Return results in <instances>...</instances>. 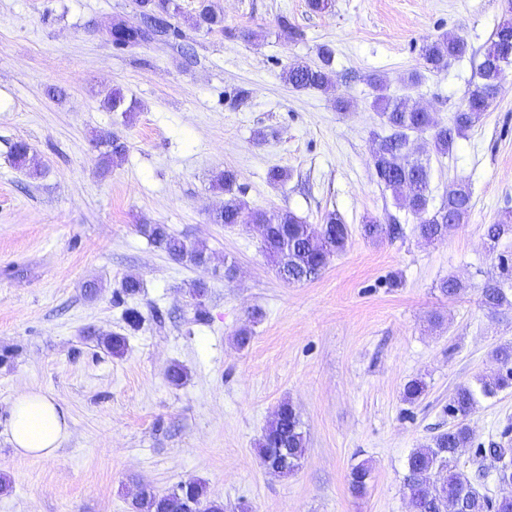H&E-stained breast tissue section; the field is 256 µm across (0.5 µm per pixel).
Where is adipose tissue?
<instances>
[{
	"mask_svg": "<svg viewBox=\"0 0 512 512\" xmlns=\"http://www.w3.org/2000/svg\"><path fill=\"white\" fill-rule=\"evenodd\" d=\"M69 434L65 412L45 393L26 390L9 406V440L17 455L55 456Z\"/></svg>",
	"mask_w": 512,
	"mask_h": 512,
	"instance_id": "obj_1",
	"label": "adipose tissue"
}]
</instances>
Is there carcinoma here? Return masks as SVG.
I'll return each instance as SVG.
<instances>
[{"instance_id": "1", "label": "carcinoma", "mask_w": 512, "mask_h": 512, "mask_svg": "<svg viewBox=\"0 0 512 512\" xmlns=\"http://www.w3.org/2000/svg\"><path fill=\"white\" fill-rule=\"evenodd\" d=\"M137 5L143 15L166 14L172 18L179 12L176 0H137ZM192 25L209 32L222 30L224 17L210 0H201L192 17ZM154 36L153 30L141 24L115 23L110 31V40L118 48L138 46ZM507 49L512 50V16L496 27L476 67L472 88L448 124L438 122L434 113L420 109L407 96L388 95L386 81L382 77L374 75L370 78V84L377 91L372 107L382 125L391 130L389 135L379 138L373 164L378 178L400 206L414 213H423L428 206V171L420 161L403 150L409 135L431 130L436 150L441 154L451 153L457 140L464 137L489 111L498 87L506 77L499 59ZM468 51V43L459 35L446 33L437 36L422 47L423 67L430 72L441 71L448 67L451 60L465 56ZM332 54L329 46L321 47V65L296 62L285 71V81L297 89L327 88V67ZM94 143L96 147L104 148L103 158L108 165L125 154V145L110 131L97 134ZM236 181V174L231 170L221 171L214 176L213 186L229 195L222 209L214 216V221L253 227L260 237L262 251L284 281L295 284L316 278L331 256L346 249L349 229L339 213L328 212L321 223L309 224L291 211L268 213L251 209L234 193ZM472 207V193L468 186L462 183L453 185L448 189L441 207L418 225L421 237L431 242L448 236V231L468 221ZM140 232L152 245L176 261L201 265L209 260L205 245L186 243L172 234L165 224H143ZM363 234L372 240L383 237L396 239L403 235V228L397 223L382 224L372 218L363 225ZM508 235H512V214L509 212L487 226L485 236L489 249H495L499 240ZM439 289L449 298L466 291L453 276L442 280ZM480 301L491 312L512 305L504 282L497 280L483 285ZM101 344L112 355L121 356L125 351L126 338L112 333ZM495 356L505 371L490 378L480 376L472 383L457 386L448 402V415L456 422L434 434L427 444L413 449L407 456L403 490L412 512H448V501L459 498L466 500L468 512H512V498L500 499L479 491V487L487 484L490 473L497 469L503 456H512V442L507 440L509 430L501 434L505 441H491L488 447L474 450L471 460L473 471H464L458 462V449L471 445L466 418L477 408L480 400L494 398L499 392L512 388V343L499 345L495 349ZM425 391V382L414 378L406 383L404 397L414 402ZM255 447L273 474L287 476L299 468L307 451V437L292 403L283 401L278 405ZM279 448L288 449L286 468L277 462ZM370 474L371 468L365 462L352 469L350 487L353 493L361 495L365 492ZM133 509L134 512H224V504L208 496L202 483L193 481L188 487L175 492L160 494L149 489L135 498Z\"/></svg>"}]
</instances>
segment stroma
Instances as JSON below:
<instances>
[{"mask_svg": "<svg viewBox=\"0 0 512 512\" xmlns=\"http://www.w3.org/2000/svg\"><path fill=\"white\" fill-rule=\"evenodd\" d=\"M177 2L181 38L120 49L109 30L138 22L136 0H0V512H132L140 485L165 493L197 480L224 512H410L407 456L451 425L455 388L498 373L493 351L512 342V307L492 314L478 301L499 256L512 259V237L493 254L484 237L512 211V69L451 154H435L431 133L410 136L430 169L429 211L456 181L473 193L468 222L432 243L375 174L381 124L367 78L383 76L390 95L449 122L503 2L333 0L319 13L308 0H212L220 32L192 27L198 0ZM447 32L466 39L468 54L407 85L424 38ZM324 45L334 51L327 89L283 79L294 62L319 64ZM114 89L126 111L103 108ZM340 98L349 111L337 110ZM102 129L126 146L106 171L92 144ZM20 141L37 176L12 161ZM275 167L284 182H270ZM224 169L250 208L310 224L338 211L346 249L314 280L285 283L255 231L212 222L224 203L212 177ZM368 216L396 218L403 237H365ZM143 224L206 245L209 264L174 262ZM130 274L142 292L114 303ZM451 276L466 287L453 300L438 289ZM129 308L138 328L125 321ZM246 326L241 348L234 336ZM112 332L127 340L122 356L100 343ZM174 363L187 373L178 386L166 377ZM415 377L427 391L410 403L403 389ZM24 390L68 415L54 457L14 454L8 409ZM285 400L308 444L299 469L279 477L255 442ZM467 424L474 443L498 439L512 428V389L482 401ZM364 461L371 477L359 496L348 479Z\"/></svg>", "mask_w": 512, "mask_h": 512, "instance_id": "stroma-1", "label": "stroma"}]
</instances>
